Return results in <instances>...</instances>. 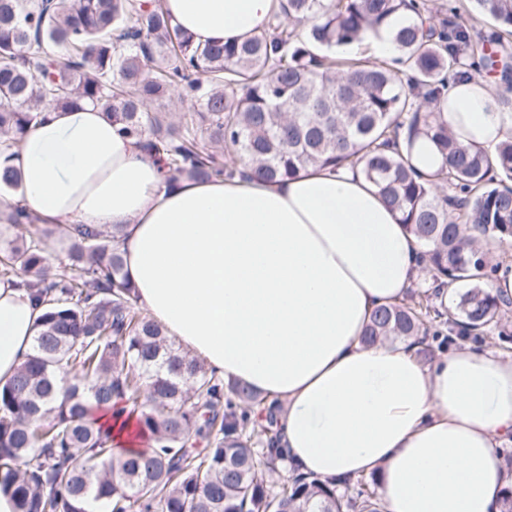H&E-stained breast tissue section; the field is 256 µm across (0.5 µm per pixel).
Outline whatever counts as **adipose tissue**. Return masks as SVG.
Returning <instances> with one entry per match:
<instances>
[{
	"instance_id": "adipose-tissue-1",
	"label": "adipose tissue",
	"mask_w": 512,
	"mask_h": 512,
	"mask_svg": "<svg viewBox=\"0 0 512 512\" xmlns=\"http://www.w3.org/2000/svg\"><path fill=\"white\" fill-rule=\"evenodd\" d=\"M199 44L263 28L278 0H163ZM480 77L436 104L465 144L495 154L512 113ZM19 199L37 223L120 226L137 304L209 370L278 400L289 470L336 483L380 477L381 512H495L512 482V359L471 345L426 363L409 341L363 343L372 311L415 281L420 247L348 167L274 182L169 184L93 105L43 106L20 145ZM43 308L0 280V384Z\"/></svg>"
}]
</instances>
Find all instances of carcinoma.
I'll return each instance as SVG.
<instances>
[{
  "label": "carcinoma",
  "mask_w": 512,
  "mask_h": 512,
  "mask_svg": "<svg viewBox=\"0 0 512 512\" xmlns=\"http://www.w3.org/2000/svg\"><path fill=\"white\" fill-rule=\"evenodd\" d=\"M473 2L496 23L478 40L450 4L279 0L244 41L200 45L161 0H0V196L21 187L16 156L46 104L101 107L172 184L243 164L272 181L350 163L424 247L430 273L425 298L372 313L365 341L480 339L508 304L477 281L497 270L478 242L512 240V139L492 157L431 110L449 80L496 69L489 46L512 37V0ZM393 16L404 17L398 58L332 55ZM419 139L443 157L437 170L413 163ZM9 227L26 235L0 241V277L44 306L0 386V491L16 512H380L374 478L274 482L279 407L224 382L137 307L119 229L72 225L55 264L45 243L61 229L20 208ZM457 280L474 283L457 311L431 313L428 297ZM115 398L147 447L114 448L96 424L92 411Z\"/></svg>",
  "instance_id": "1"
}]
</instances>
